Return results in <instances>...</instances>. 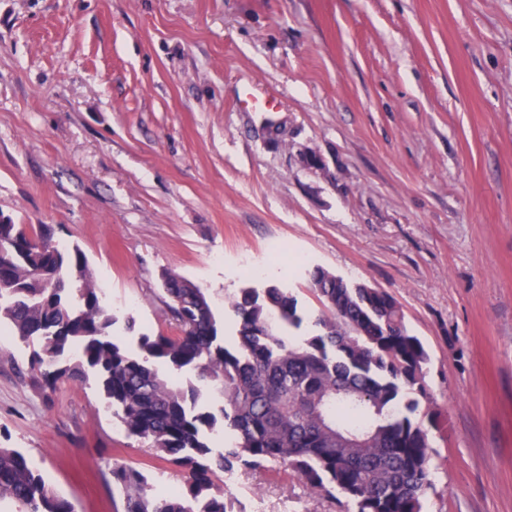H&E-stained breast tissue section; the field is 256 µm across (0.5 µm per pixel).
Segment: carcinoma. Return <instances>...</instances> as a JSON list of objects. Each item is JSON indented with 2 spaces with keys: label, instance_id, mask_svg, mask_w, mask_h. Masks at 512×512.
I'll list each match as a JSON object with an SVG mask.
<instances>
[{
  "label": "carcinoma",
  "instance_id": "1",
  "mask_svg": "<svg viewBox=\"0 0 512 512\" xmlns=\"http://www.w3.org/2000/svg\"><path fill=\"white\" fill-rule=\"evenodd\" d=\"M162 286L175 333L143 334L133 350L79 249L47 224H0V325L33 346L41 386L93 372L126 433L183 474L185 491L153 493L141 471L112 467L124 512H232L209 493V473L274 465L339 512H422L432 445L417 415L431 401L429 354L388 292L317 267L310 288L323 310L301 334L288 288H242L225 299L238 325L229 349L206 289L169 272ZM161 363L194 368L197 384H178ZM204 389L222 397L219 414L198 407ZM218 426L228 440L214 456L206 432ZM6 500L19 512H73L14 448H0Z\"/></svg>",
  "mask_w": 512,
  "mask_h": 512
}]
</instances>
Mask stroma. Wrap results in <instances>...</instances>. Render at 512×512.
<instances>
[{
  "mask_svg": "<svg viewBox=\"0 0 512 512\" xmlns=\"http://www.w3.org/2000/svg\"><path fill=\"white\" fill-rule=\"evenodd\" d=\"M0 220L78 246L132 347L170 330L166 272L229 343L246 283L311 318L313 267L389 292L430 353L423 512H512V0H0ZM30 351L0 333L1 448L74 512H122L116 464L182 490ZM210 480L233 512H336L280 466Z\"/></svg>",
  "mask_w": 512,
  "mask_h": 512,
  "instance_id": "35a3bbf8",
  "label": "stroma"
}]
</instances>
